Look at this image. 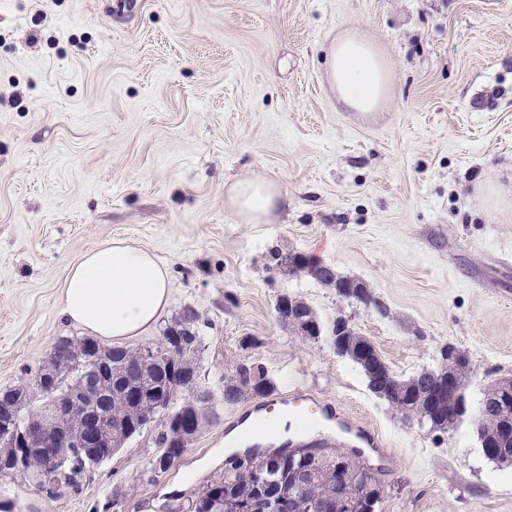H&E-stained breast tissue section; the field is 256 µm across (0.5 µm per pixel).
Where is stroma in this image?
<instances>
[{"label": "stroma", "mask_w": 512, "mask_h": 512, "mask_svg": "<svg viewBox=\"0 0 512 512\" xmlns=\"http://www.w3.org/2000/svg\"><path fill=\"white\" fill-rule=\"evenodd\" d=\"M112 2L0 0V389L32 382L56 340L77 335L58 314L68 269L120 239L173 282L167 312L124 346L193 310L215 416L155 477L158 421L66 499L0 481L14 512L186 502L223 477L225 435L265 402L225 403L239 363L266 369L273 398L312 395L291 440L359 448L384 491L379 512H512V467L484 456L471 425L486 388L512 379V0ZM352 30L388 62L377 112L342 108L327 76L328 45ZM251 174L288 198L269 223L227 203L226 185ZM276 249L365 282L386 316L282 276ZM284 294L348 319L403 378L456 347L473 368L467 421L404 419L326 340L278 326Z\"/></svg>", "instance_id": "35a3bbf8"}]
</instances>
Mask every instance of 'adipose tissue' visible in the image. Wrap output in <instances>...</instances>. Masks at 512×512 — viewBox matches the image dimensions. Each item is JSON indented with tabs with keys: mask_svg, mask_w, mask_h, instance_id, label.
I'll list each match as a JSON object with an SVG mask.
<instances>
[{
	"mask_svg": "<svg viewBox=\"0 0 512 512\" xmlns=\"http://www.w3.org/2000/svg\"><path fill=\"white\" fill-rule=\"evenodd\" d=\"M327 72L340 106L377 109L389 83L387 61L364 35L351 32L326 52ZM232 209L247 223L264 224L284 204L279 185L264 176L238 180L226 190ZM168 267L146 250L115 240L88 251L68 271L61 317L82 331L120 340L153 327L170 301Z\"/></svg>",
	"mask_w": 512,
	"mask_h": 512,
	"instance_id": "ef3b65f1",
	"label": "adipose tissue"
}]
</instances>
